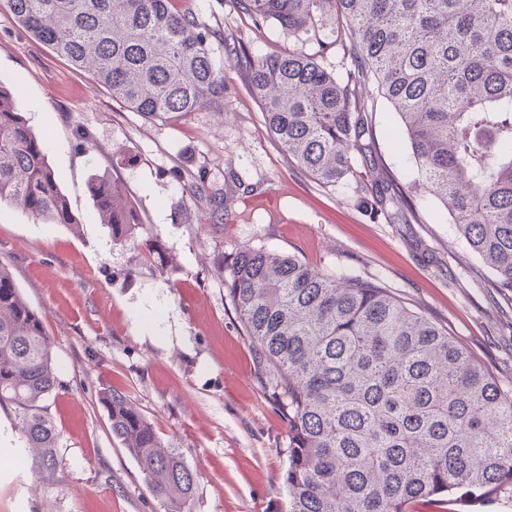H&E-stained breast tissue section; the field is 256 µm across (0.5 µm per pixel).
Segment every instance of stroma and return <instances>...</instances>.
Wrapping results in <instances>:
<instances>
[{"instance_id":"stroma-1","label":"stroma","mask_w":512,"mask_h":512,"mask_svg":"<svg viewBox=\"0 0 512 512\" xmlns=\"http://www.w3.org/2000/svg\"><path fill=\"white\" fill-rule=\"evenodd\" d=\"M205 32L224 69V119L197 112L147 121L74 73L15 21L0 0V84L44 137L49 164L77 227L0 206V262L44 320L66 388L49 400L60 433L58 464L39 469L15 412L0 408V512H165L110 431L98 395L131 397L197 474L193 512H286L281 476L288 425L261 389L254 354L224 291L222 255L245 246L294 254L327 272L378 281L463 343L512 394V294L492 275L432 198L417 220L394 206L371 212L374 169L399 185L416 175L395 113L378 101L372 164L324 187L270 137L244 67L318 49L314 39L255 22L236 0H173ZM107 173L126 188L144 224L113 245L88 190ZM195 185L198 195L185 192ZM224 193L223 208L210 200ZM279 195L284 218L243 211Z\"/></svg>"}]
</instances>
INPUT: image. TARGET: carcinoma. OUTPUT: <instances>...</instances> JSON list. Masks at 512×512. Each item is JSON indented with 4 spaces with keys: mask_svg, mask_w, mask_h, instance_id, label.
<instances>
[{
    "mask_svg": "<svg viewBox=\"0 0 512 512\" xmlns=\"http://www.w3.org/2000/svg\"><path fill=\"white\" fill-rule=\"evenodd\" d=\"M18 22L75 74L147 120L223 115L224 71L194 17L169 0H7ZM336 46L345 72L319 54L244 57L268 133L320 185L357 178L352 152H372L369 104L400 118L417 176L409 200L375 182L374 205L428 194L512 292V0H237ZM89 192L112 244L144 227L124 187L95 173ZM77 226L43 138L0 85V205ZM224 290L252 346L262 389L288 424L282 485L288 512H461L512 493V395L461 343L382 283L244 247L224 256ZM63 388L42 318L0 263V407L14 409L38 467L56 465L47 401ZM112 436L167 512H192L197 474L140 408L99 393Z\"/></svg>",
    "mask_w": 512,
    "mask_h": 512,
    "instance_id": "obj_1",
    "label": "carcinoma"
}]
</instances>
